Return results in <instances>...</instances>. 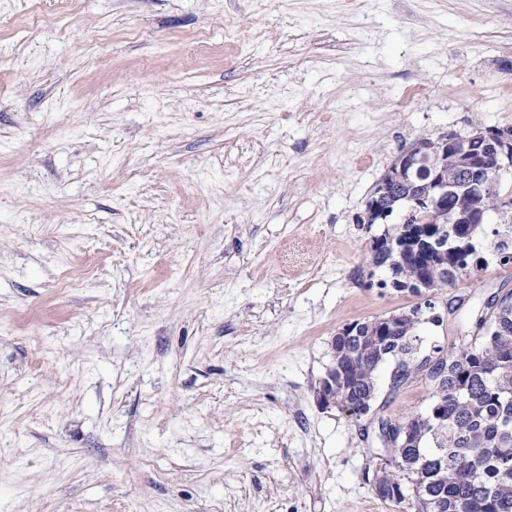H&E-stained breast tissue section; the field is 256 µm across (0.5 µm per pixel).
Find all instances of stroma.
<instances>
[{
    "label": "stroma",
    "instance_id": "obj_1",
    "mask_svg": "<svg viewBox=\"0 0 512 512\" xmlns=\"http://www.w3.org/2000/svg\"><path fill=\"white\" fill-rule=\"evenodd\" d=\"M509 42L512 0H0V512H401L365 473L429 388L315 391L419 301L356 215L419 136L512 127ZM503 222L423 351L512 293Z\"/></svg>",
    "mask_w": 512,
    "mask_h": 512
}]
</instances>
